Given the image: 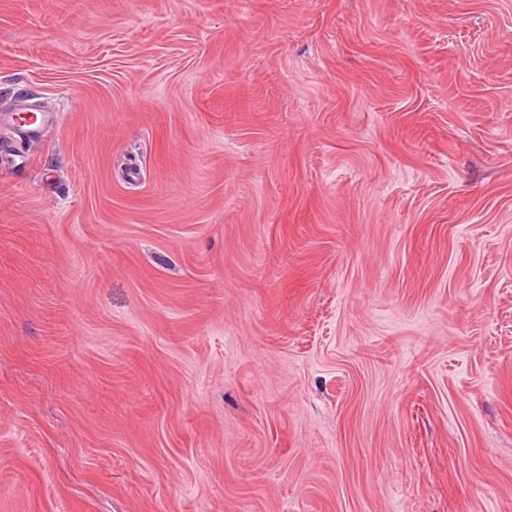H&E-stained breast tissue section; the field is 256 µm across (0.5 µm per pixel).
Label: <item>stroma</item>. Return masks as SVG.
Listing matches in <instances>:
<instances>
[{
    "instance_id": "35a3bbf8",
    "label": "stroma",
    "mask_w": 512,
    "mask_h": 512,
    "mask_svg": "<svg viewBox=\"0 0 512 512\" xmlns=\"http://www.w3.org/2000/svg\"><path fill=\"white\" fill-rule=\"evenodd\" d=\"M0 512H512V0H0Z\"/></svg>"
}]
</instances>
